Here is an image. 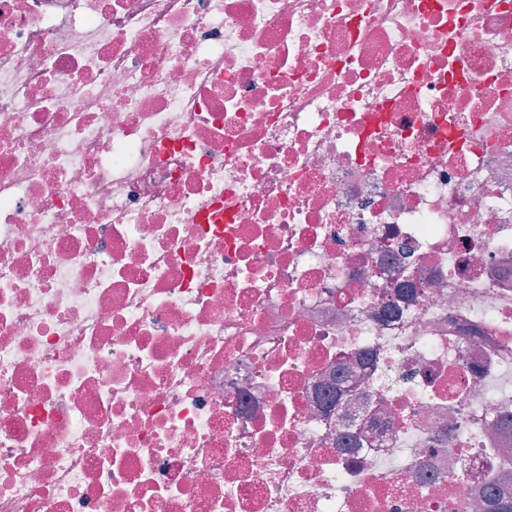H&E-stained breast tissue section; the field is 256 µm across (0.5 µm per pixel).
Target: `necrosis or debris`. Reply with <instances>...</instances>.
I'll return each instance as SVG.
<instances>
[{
  "label": "necrosis or debris",
  "instance_id": "necrosis-or-debris-1",
  "mask_svg": "<svg viewBox=\"0 0 512 512\" xmlns=\"http://www.w3.org/2000/svg\"><path fill=\"white\" fill-rule=\"evenodd\" d=\"M506 470L512 0H0V512Z\"/></svg>",
  "mask_w": 512,
  "mask_h": 512
}]
</instances>
